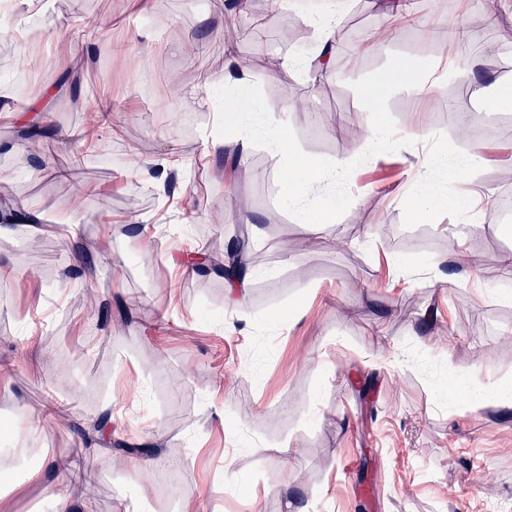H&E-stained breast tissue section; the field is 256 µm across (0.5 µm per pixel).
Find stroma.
Here are the masks:
<instances>
[{"instance_id": "stroma-1", "label": "stroma", "mask_w": 512, "mask_h": 512, "mask_svg": "<svg viewBox=\"0 0 512 512\" xmlns=\"http://www.w3.org/2000/svg\"><path fill=\"white\" fill-rule=\"evenodd\" d=\"M352 3L322 76L307 66L317 42L304 12L283 9L274 24L232 17L249 33L246 51L278 66L245 72L256 108L219 128L202 85L224 75L210 0H164L153 15L135 0H82L63 29L57 17L71 0H53L26 43L13 33L25 0H0V91L19 109L43 100L57 61L84 44L95 51L91 68L72 73L75 93L52 104L65 133L41 145L52 171L14 152L22 130L0 112V192L45 215L40 250L0 236V423L26 408L27 447L72 463L64 489L74 502L92 499L95 512H125L135 495L152 512H512V415L480 390L488 371L512 383V282L502 277L512 258V108L474 99L448 66L479 53L512 82V32H502L512 0H501L504 22L480 28L482 0H410L416 22L375 42V0ZM444 13L472 41L423 21ZM285 26L293 40L282 39ZM175 29L197 44L174 51ZM405 55L440 77V90L387 88L393 136L365 145L362 94ZM287 98L306 99L305 111L286 109ZM94 101L125 126L98 133L109 162L75 171ZM270 120L280 144L260 135ZM244 128L257 133L245 164H228V149L207 153L211 134L231 141ZM476 145L481 212L455 202L468 182L444 181L411 219L424 161L448 172ZM171 154L175 183L155 181ZM294 154L316 178L301 200L284 176ZM335 158L351 160V177L331 172ZM78 188L87 193L79 220L69 206ZM75 221L72 240L64 229ZM240 229L251 278L234 307L226 276L181 266L208 240L227 249ZM460 237L478 271L452 262ZM111 252L120 266L59 282L76 258ZM454 370L473 403L452 395ZM50 400L58 410L46 419ZM108 406L122 419L117 439L100 445ZM144 437L162 449L153 471L173 470L170 487L114 467ZM28 472L18 462L22 486L0 488V512H55L59 489Z\"/></svg>"}]
</instances>
